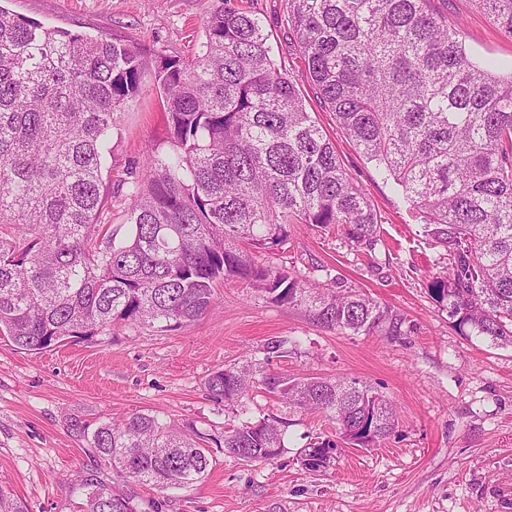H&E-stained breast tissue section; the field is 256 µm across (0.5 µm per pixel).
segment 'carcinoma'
<instances>
[{"instance_id": "cac0c4a2", "label": "carcinoma", "mask_w": 512, "mask_h": 512, "mask_svg": "<svg viewBox=\"0 0 512 512\" xmlns=\"http://www.w3.org/2000/svg\"><path fill=\"white\" fill-rule=\"evenodd\" d=\"M512 38V0H475ZM189 59L147 56L131 40L47 28L0 6V335L40 353L126 323L175 330L201 318L215 288L240 279L278 305L304 306L340 333L403 318L337 278L309 283L256 254L282 248L288 226L334 231L355 246L379 237L377 212L334 143L276 66L263 20L216 9ZM288 35L321 107L392 181L448 255L431 293L467 336L512 346V74L469 56L460 24L434 0H288ZM154 71L170 149L150 146L112 230V130ZM297 342L275 337L264 361L218 370L208 397L245 419L224 450L267 461L286 448L288 422H253L255 384L290 407L336 422L341 440L374 448L397 428L383 396L356 381L266 371ZM72 429L122 478L159 492L201 481L213 463L205 434L148 413ZM322 438L299 462L332 458ZM85 512H139L132 496L81 476Z\"/></svg>"}]
</instances>
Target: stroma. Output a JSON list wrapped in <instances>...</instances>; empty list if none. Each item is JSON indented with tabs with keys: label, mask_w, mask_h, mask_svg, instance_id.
Listing matches in <instances>:
<instances>
[{
	"label": "stroma",
	"mask_w": 512,
	"mask_h": 512,
	"mask_svg": "<svg viewBox=\"0 0 512 512\" xmlns=\"http://www.w3.org/2000/svg\"><path fill=\"white\" fill-rule=\"evenodd\" d=\"M6 6L48 27L119 35L152 55L180 58L203 41V21L217 7L257 14L276 64L381 221L371 251L293 224L285 248L258 260L315 281L338 278L402 315L404 324L394 337L382 328L341 334L317 324L305 308L271 303L232 279L218 285L208 314L173 331L122 326L40 353L0 336V491L30 512H82L85 495L75 477L84 473L134 495L141 512H151L156 500L161 512H512L489 493L493 486L512 488V347L461 334L446 304L434 300L430 288L447 270L445 252L423 236L391 185L341 133L335 115L320 108L288 36L287 0H7ZM436 6L461 24L475 60L512 72V38L494 28L474 0H437ZM144 84L143 98L123 110L112 133L116 185L142 171L147 146L167 144L153 77ZM276 336L298 339L299 346L272 359L271 372L370 386L395 405V433L376 448L341 445L327 469L307 471L300 450L316 437L337 438L335 423L288 407L259 386L246 401L249 415L286 420V449L266 462L226 453L224 429L237 423L239 409L216 405L204 382L216 370L263 359L265 344ZM137 412L209 431L208 475L157 494L117 477L68 427L74 419L94 427Z\"/></svg>",
	"instance_id": "stroma-1"
}]
</instances>
